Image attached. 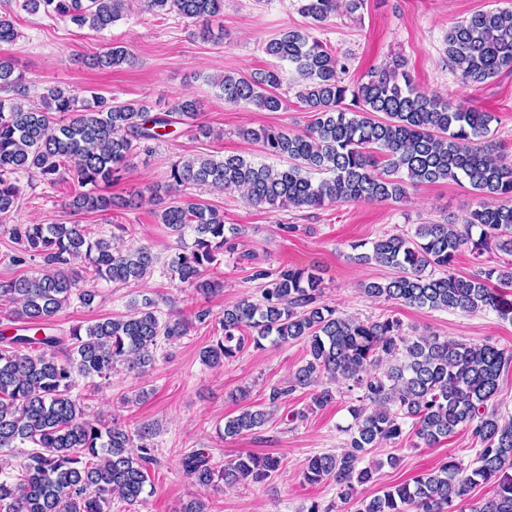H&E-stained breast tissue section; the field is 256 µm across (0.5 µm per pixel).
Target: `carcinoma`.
Instances as JSON below:
<instances>
[{"label":"carcinoma","instance_id":"1","mask_svg":"<svg viewBox=\"0 0 512 512\" xmlns=\"http://www.w3.org/2000/svg\"><path fill=\"white\" fill-rule=\"evenodd\" d=\"M127 0H23L32 14L43 12L68 18L80 27L102 31L121 19ZM297 11L308 20L303 28L285 29L265 42L263 51L288 65L301 89L297 102L313 114L302 133L286 128L240 130L271 156L288 159L275 169L238 155H208L171 164L165 184L169 197L161 223L189 247L170 257L168 267L182 283L198 284L209 266L224 253L237 250L241 229L224 224V215L195 198L191 189L241 191L252 206L280 209H319L338 203L394 201L407 197L408 188L424 183H467L481 198L478 208L459 224H419L414 233L385 235L353 243L352 259L395 269L383 282H369L362 291L373 298L432 310L465 313L491 309L512 320V302L491 288L496 281L512 284L508 267H482L467 275L452 272L459 250L474 257L492 249L512 255V163L496 155L489 138L494 116L453 105L420 89L393 60L369 70L356 84H345L349 58L312 37L309 29L336 13L352 16L366 0H297ZM224 0H141L144 13H175L202 23L210 32L221 15ZM20 35L11 15L0 12V42L15 43ZM448 62L464 86H475L512 71V7L477 11L456 23L445 38ZM132 53L114 46L91 58L95 67L131 63ZM279 69L251 74H226L217 83L224 101L278 112L286 107L277 90ZM0 226L18 245L15 263L39 258L46 270L30 278L0 282V301L16 304L13 320L26 325L24 333L0 332V453L24 448L18 474L0 470V512H110L116 496L134 508L145 501L156 448L150 432L129 433L88 415L80 396L73 394L78 379L109 380L125 365L144 369L154 362L162 341L185 336L189 323L162 319L158 303L146 297L132 312L76 324L69 335L47 332L52 318L77 297L89 305L95 293L80 286L74 261L85 262L94 278L127 284L144 279L155 256L146 245L122 248L99 237L92 239L82 224H14L22 188L18 175L53 184L70 177L82 187L68 207L73 212L131 207L135 198L116 199L100 192L126 166L175 124L208 135L199 122L193 100L179 102L162 116L152 114L146 100L114 103L101 95L81 99L59 86L44 89L39 102L30 99L23 73L10 59L0 58ZM323 178L314 180L313 175ZM251 279L261 282V300L244 298L224 309L221 336L202 351L204 364L220 367L249 343L302 341L307 359L281 385L270 389L262 409L244 410L224 423V435L263 427L279 402L298 390L312 389L308 410L333 400L331 383L350 382L358 389L357 405L339 454H316L307 459L304 477L310 483L332 481L347 498L355 488L373 480L389 456L373 466H361L364 454L401 439L406 424L427 447L448 438L460 426L470 429L479 445L473 467L448 459L437 470L386 488L383 494L360 500L356 512H463L473 487L497 485L493 496L473 505L471 512H512V419L502 418L495 401L500 376L512 366V353L488 341L459 342L436 334L411 336L394 317L360 320L322 301L320 276L312 268H287L276 274L257 265ZM195 485L209 487L263 483L274 477L280 460L249 454L223 467L211 463L204 450L181 461Z\"/></svg>","mask_w":512,"mask_h":512}]
</instances>
